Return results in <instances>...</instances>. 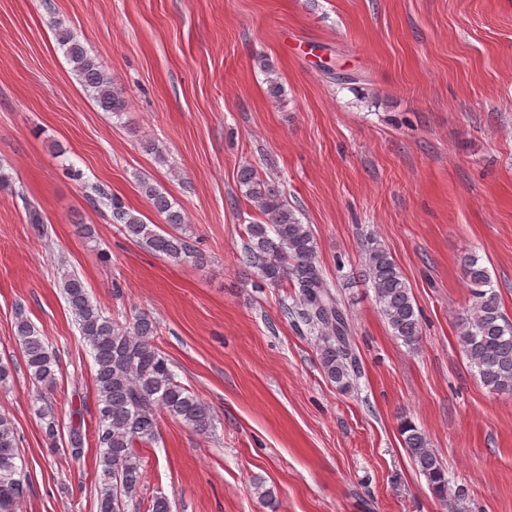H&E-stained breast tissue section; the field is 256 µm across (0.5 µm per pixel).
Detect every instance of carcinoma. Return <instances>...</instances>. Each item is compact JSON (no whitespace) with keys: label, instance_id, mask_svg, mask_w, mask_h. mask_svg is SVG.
<instances>
[{"label":"carcinoma","instance_id":"cac0c4a2","mask_svg":"<svg viewBox=\"0 0 512 512\" xmlns=\"http://www.w3.org/2000/svg\"><path fill=\"white\" fill-rule=\"evenodd\" d=\"M56 36L89 96L104 111L121 116L127 101L114 86L112 75L60 22L56 24ZM257 62L267 74L269 96L279 99L283 87L273 77V69L261 57ZM238 183L242 195L260 216L246 225L242 262L255 269L258 278L268 285L279 288L288 284L297 289L293 313L321 333L320 364L325 377L339 390H350L359 362L349 342L348 314L324 276L310 226L302 222L297 210L282 199L279 190L256 167H242ZM139 187L168 229L145 223L140 212L127 207L102 184L85 186V197L94 205H105L110 210L111 223L120 225L127 236L149 251L173 263L205 266L207 256L193 243L177 202L145 178L139 179ZM15 194L24 200L28 223L38 232L43 230L40 210L24 192L17 190ZM463 275L471 304L459 324V344L483 385L494 393L512 394V320L502 311L499 293L478 256L464 257ZM365 276L393 336L407 346L416 345L421 336V320L411 288L393 257L378 243L367 250ZM60 288L80 336L91 347L95 363V437L101 448L97 512H125L140 490L142 461L138 445L157 438L161 416L166 414L197 432L207 433L213 427L212 408L175 380L169 359L155 344L157 325L150 316L141 314L132 325H119L93 301L83 280L73 272L62 274ZM14 337L22 348L30 376L45 391H53L56 354L20 304L15 308ZM33 407L43 423L45 437L57 444L60 431L52 403L39 394ZM401 435L429 488L447 500L445 468L426 436L408 422L402 424ZM85 439L82 425L69 427L67 445L71 456L81 457ZM17 459L14 422L0 413V512H14L15 505L30 491Z\"/></svg>","mask_w":512,"mask_h":512}]
</instances>
